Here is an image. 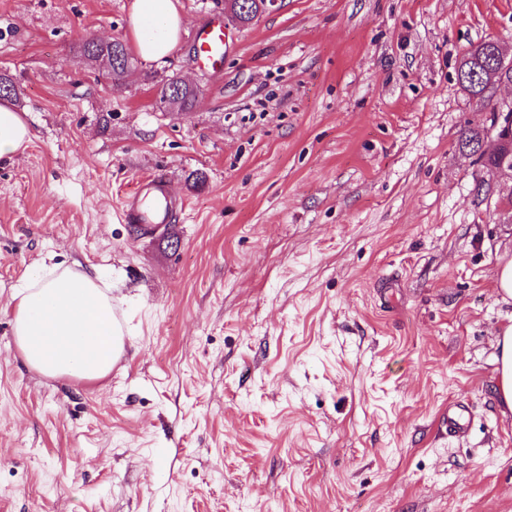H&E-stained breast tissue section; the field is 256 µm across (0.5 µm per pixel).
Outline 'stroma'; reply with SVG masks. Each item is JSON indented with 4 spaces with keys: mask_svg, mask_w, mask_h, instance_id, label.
Masks as SVG:
<instances>
[{
    "mask_svg": "<svg viewBox=\"0 0 512 512\" xmlns=\"http://www.w3.org/2000/svg\"><path fill=\"white\" fill-rule=\"evenodd\" d=\"M130 2L0 0L32 135L0 165V512H512V177L459 151L487 115L456 80L482 40L512 56V0H279L228 25L214 74L192 31L224 0H179L167 59L113 82L82 40L126 39ZM174 76L192 111L161 108ZM153 172L187 202L174 248L118 219ZM50 256L112 284L105 379L16 349L11 290ZM452 401L459 439L438 433ZM180 84H183V83L177 77L169 78L166 81H164V83H162V86H161L160 92H159V102L164 100V98L167 95L168 90L172 86L180 85ZM173 99L175 102L174 110H177V112H189L192 110L194 103L197 99V88L196 87L191 88V89L183 88L181 91V95H178L176 98L167 96L165 98L164 104L166 106H168V103ZM496 375L494 390L499 404L512 413V325L497 336ZM470 424V414L466 406L449 402L448 409L439 417V427L444 435L457 438L467 434Z\"/></svg>",
    "mask_w": 512,
    "mask_h": 512,
    "instance_id": "obj_1",
    "label": "stroma"
}]
</instances>
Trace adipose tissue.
<instances>
[{"instance_id": "ef3b65f1", "label": "adipose tissue", "mask_w": 512, "mask_h": 512, "mask_svg": "<svg viewBox=\"0 0 512 512\" xmlns=\"http://www.w3.org/2000/svg\"><path fill=\"white\" fill-rule=\"evenodd\" d=\"M184 24L179 0H132L129 31L133 50L148 61L169 55ZM31 141L22 116L0 104V164L11 161ZM15 345L38 374L85 381L111 373L124 350L112 315V289L84 272L57 263L41 264L11 294ZM494 390L512 412V325L497 338Z\"/></svg>"}]
</instances>
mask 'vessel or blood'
<instances>
[{"instance_id": "b4317fda", "label": "vessel or blood", "mask_w": 512, "mask_h": 512, "mask_svg": "<svg viewBox=\"0 0 512 512\" xmlns=\"http://www.w3.org/2000/svg\"><path fill=\"white\" fill-rule=\"evenodd\" d=\"M227 34L221 19L212 18L202 23L193 36V60L202 69L218 68L224 61ZM178 213L166 177L159 173L138 181L136 188L122 201L121 220L139 227L141 235H150L154 225L169 223ZM470 414L466 406L449 403L439 417L443 434L452 438L467 434Z\"/></svg>"}]
</instances>
